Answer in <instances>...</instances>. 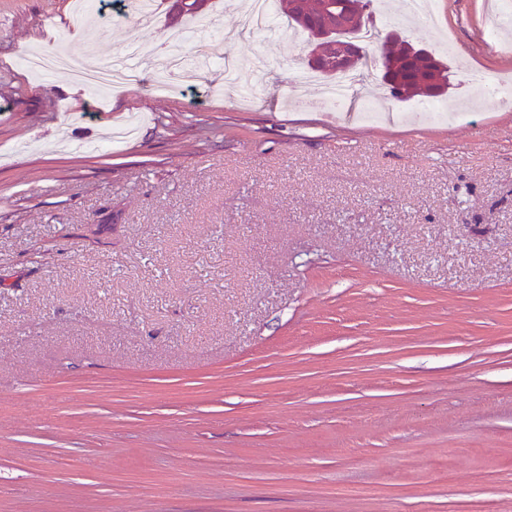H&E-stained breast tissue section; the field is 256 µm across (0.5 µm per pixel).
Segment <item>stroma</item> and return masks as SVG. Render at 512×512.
Listing matches in <instances>:
<instances>
[{"label":"stroma","mask_w":512,"mask_h":512,"mask_svg":"<svg viewBox=\"0 0 512 512\" xmlns=\"http://www.w3.org/2000/svg\"><path fill=\"white\" fill-rule=\"evenodd\" d=\"M383 33L448 62L453 120L296 108L305 39L243 33L217 68L99 106L36 51L97 65L180 35L130 4L0 0V512H512V84L493 0ZM490 469L459 488L444 472ZM327 483L382 495H325Z\"/></svg>","instance_id":"35a3bbf8"}]
</instances>
